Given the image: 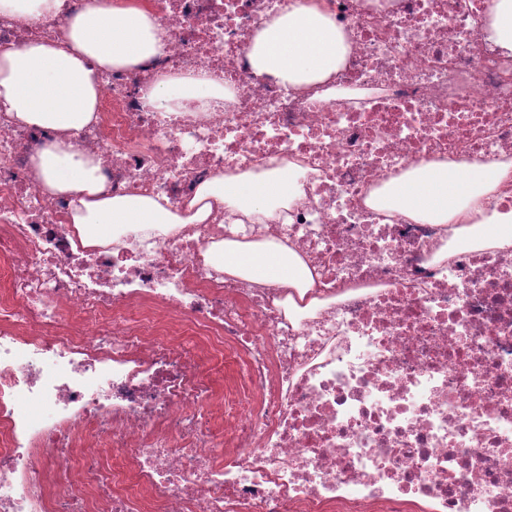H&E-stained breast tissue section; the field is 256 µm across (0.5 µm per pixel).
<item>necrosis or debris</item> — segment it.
I'll return each instance as SVG.
<instances>
[{
    "label": "necrosis or debris",
    "mask_w": 512,
    "mask_h": 512,
    "mask_svg": "<svg viewBox=\"0 0 512 512\" xmlns=\"http://www.w3.org/2000/svg\"><path fill=\"white\" fill-rule=\"evenodd\" d=\"M96 2L0 15V53L66 47ZM487 3L141 0L166 46L100 72L75 141L109 194L182 221L104 245L82 244L72 196L33 168L58 132L0 108V512H512V246L366 203L423 162H505L469 209L512 210V52ZM311 4L349 39L338 99L248 57L268 20ZM202 76L231 99L149 104L157 81ZM277 168L301 191L287 206L194 221L206 181ZM226 240L288 247L312 288L216 269ZM221 390L218 439L193 409Z\"/></svg>",
    "instance_id": "obj_1"
}]
</instances>
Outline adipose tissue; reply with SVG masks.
<instances>
[{
  "instance_id": "obj_1",
  "label": "adipose tissue",
  "mask_w": 512,
  "mask_h": 512,
  "mask_svg": "<svg viewBox=\"0 0 512 512\" xmlns=\"http://www.w3.org/2000/svg\"><path fill=\"white\" fill-rule=\"evenodd\" d=\"M69 48L31 42L0 55V105L28 125L51 128L63 137L42 148L33 165L45 187L74 199L72 222L83 244L109 242L117 224H178L181 216L158 198L109 196L98 165L78 149L74 138L95 118L99 96L98 70L129 69L162 52L164 34L146 11L131 0H113L92 7L69 23ZM349 50L343 31L317 6L271 19L259 30L248 56L257 74H270L288 85L308 90L333 82ZM210 78L164 79L149 93L157 108L172 112L183 102L229 98ZM503 164L486 165L431 161L374 191L368 204L414 220L455 225L456 237L482 247L512 246V212L493 213L460 226L468 198L491 192ZM291 191L277 171L263 176H226L203 185L195 220H205L211 201L245 213L265 210L284 201ZM207 258L225 272L260 283L291 288L313 284L310 270L288 247L223 241Z\"/></svg>"
}]
</instances>
